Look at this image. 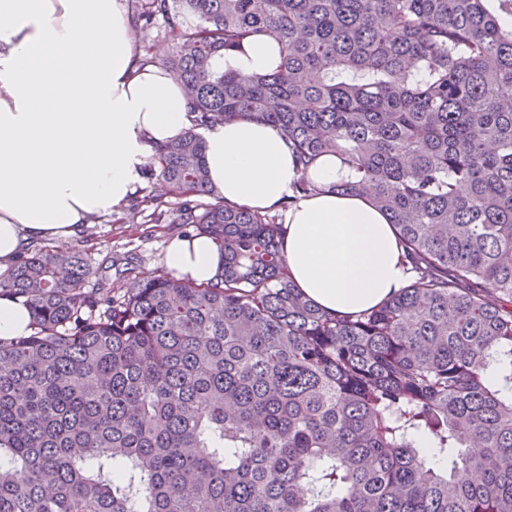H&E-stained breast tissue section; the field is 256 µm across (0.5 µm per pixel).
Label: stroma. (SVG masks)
Returning <instances> with one entry per match:
<instances>
[{"label":"stroma","mask_w":512,"mask_h":512,"mask_svg":"<svg viewBox=\"0 0 512 512\" xmlns=\"http://www.w3.org/2000/svg\"><path fill=\"white\" fill-rule=\"evenodd\" d=\"M171 44L169 28L159 17L133 32L132 50L141 59L163 61ZM186 203L203 209L211 200L165 193L157 165L149 164L142 187L111 215L98 217L96 223L84 227L71 244L87 254L99 280L121 282L122 272L130 264L144 272L165 271L168 245L182 231L174 219ZM159 205L167 211L169 223L155 222L154 211Z\"/></svg>","instance_id":"stroma-1"}]
</instances>
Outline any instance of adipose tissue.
<instances>
[{
  "label": "adipose tissue",
  "instance_id": "obj_1",
  "mask_svg": "<svg viewBox=\"0 0 512 512\" xmlns=\"http://www.w3.org/2000/svg\"><path fill=\"white\" fill-rule=\"evenodd\" d=\"M125 0H0V273L36 238L65 242L140 187L160 146L191 125L184 90L132 52ZM280 49L254 35L215 66L244 76L277 69ZM225 202L283 216L282 249L299 292L330 314L381 306L407 285L398 231L365 196L329 192L343 157L301 170L281 132L232 119L203 133ZM317 192L296 196L301 175ZM224 257L208 236L172 240L166 267L200 284Z\"/></svg>",
  "mask_w": 512,
  "mask_h": 512
}]
</instances>
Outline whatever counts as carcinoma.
Here are the masks:
<instances>
[{"label":"carcinoma","mask_w":512,"mask_h":512,"mask_svg":"<svg viewBox=\"0 0 512 512\" xmlns=\"http://www.w3.org/2000/svg\"><path fill=\"white\" fill-rule=\"evenodd\" d=\"M488 2L148 0L195 114L154 160L215 198L177 223L224 268L89 289L81 252L32 246L0 274L32 317L0 341V512H512V0ZM256 34L275 71L214 68ZM237 118L304 171L344 156L331 190L386 213L409 284L358 315L309 303L279 217L210 182L198 129Z\"/></svg>","instance_id":"cac0c4a2"}]
</instances>
